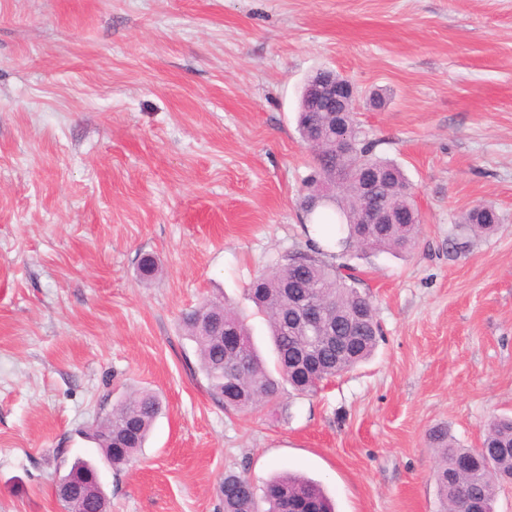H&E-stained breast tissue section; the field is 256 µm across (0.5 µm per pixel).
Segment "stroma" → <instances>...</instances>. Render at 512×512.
<instances>
[{
    "label": "stroma",
    "instance_id": "35a3bbf8",
    "mask_svg": "<svg viewBox=\"0 0 512 512\" xmlns=\"http://www.w3.org/2000/svg\"><path fill=\"white\" fill-rule=\"evenodd\" d=\"M320 69L357 88L419 238L348 255L383 328L371 359L316 395L229 411L179 317L228 300L272 358L246 288L305 245L297 112ZM485 204L502 221L473 234ZM143 389L163 412L113 470L82 432ZM498 415L512 0H0V512H62L55 479L78 456L109 512H223L218 483L241 471L317 480L336 512H440L429 429L474 448Z\"/></svg>",
    "mask_w": 512,
    "mask_h": 512
}]
</instances>
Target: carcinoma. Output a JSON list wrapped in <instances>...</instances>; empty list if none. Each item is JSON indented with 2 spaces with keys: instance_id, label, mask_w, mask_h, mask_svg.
<instances>
[{
  "instance_id": "cac0c4a2",
  "label": "carcinoma",
  "mask_w": 512,
  "mask_h": 512,
  "mask_svg": "<svg viewBox=\"0 0 512 512\" xmlns=\"http://www.w3.org/2000/svg\"><path fill=\"white\" fill-rule=\"evenodd\" d=\"M328 113H299L302 140L311 149L316 176L310 192L301 200L303 228L315 223L323 230L339 226L334 253L309 236L303 248L282 255L272 271L256 277L248 291L258 313L269 325L273 339L277 374L261 359L246 319L222 302L204 301L181 315V324L196 344L202 374L212 395L228 410L245 411L275 400L283 386L299 394H314L332 378L368 359L381 336L379 321L370 295L363 287L359 270L343 261L356 249L362 253H399L412 248L419 225L411 222L417 211L414 192L401 168L376 156L377 142L370 139L348 113L352 140L350 153H338L336 136L322 131ZM371 170L388 175L384 193L391 210L402 217L394 224H382L370 239L360 237L358 220L363 211L359 184ZM339 177L336 196L313 202L320 184ZM465 222L479 233L493 232L500 217L494 209L470 211ZM312 294L325 306L329 325L318 336L316 362L307 366L300 359L304 338L288 328L294 310L286 293ZM162 412L160 397L151 391L127 394L82 434L93 440L104 458L118 468L133 459L144 446L150 430ZM430 446L438 451L433 476L446 512H466V503L478 512H495L494 504L503 481L512 479V417H499L487 427L481 446L458 448L448 428L438 426L429 433ZM461 462L474 463L466 478L467 492L448 478ZM223 512H333L321 486L295 474L277 476L257 495L251 480L243 474L226 473L219 484ZM266 504L261 509L260 504Z\"/></svg>"
}]
</instances>
